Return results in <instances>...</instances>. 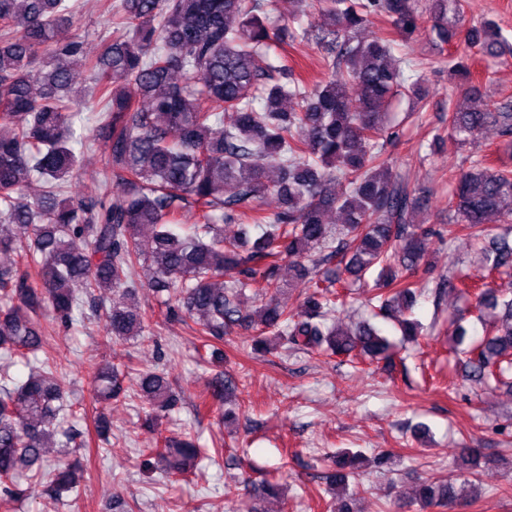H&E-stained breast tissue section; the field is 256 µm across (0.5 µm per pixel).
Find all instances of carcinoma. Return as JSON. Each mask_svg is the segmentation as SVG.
Masks as SVG:
<instances>
[{
  "instance_id": "1",
  "label": "carcinoma",
  "mask_w": 512,
  "mask_h": 512,
  "mask_svg": "<svg viewBox=\"0 0 512 512\" xmlns=\"http://www.w3.org/2000/svg\"><path fill=\"white\" fill-rule=\"evenodd\" d=\"M318 22L305 24L301 8L275 28L260 14L258 0H105L112 41L87 50L78 34L62 41L58 31L76 19L73 0H0V356L30 358L42 350L40 315L67 320L85 300L101 306L106 335L143 339L150 321L139 310L137 288L153 291L166 316L192 322L203 342L219 344L238 326L253 330V353H277L291 345L326 355L377 362L390 359L391 343L374 325L351 328L328 323L344 305L345 290L376 273L368 303L375 315L397 321L412 341L421 336L411 319L425 285L408 272L426 265L428 233L417 219L423 200L384 158L393 138L392 98L404 94L410 112L422 117L427 93L410 80V62L397 59L390 40H359L376 16L389 18L406 38L425 28L416 0H320ZM432 29L444 43L461 42L448 67L468 80L466 92L481 94L469 61L477 49L493 56L506 40L492 20L467 25L459 0H434ZM313 38L321 49L324 76L308 85L286 56L256 65V57ZM98 74L87 98L75 88L73 64ZM356 87L355 97L348 86ZM97 114L84 146L104 141L100 192L71 196L67 188L79 157L73 148L74 109ZM488 126L512 146V101L460 111L448 105V138L476 145ZM43 180V193L29 200L25 188ZM448 243L478 239L493 216L512 224V167L501 157L478 155L450 175ZM341 189H336V186ZM276 199L273 210L268 198ZM190 209L195 221L182 223ZM339 211L340 225L326 222ZM238 234L224 237V225ZM306 280L300 309L279 300L282 263ZM512 276V246L502 239L477 272L460 268L448 278L459 295H476L483 335L468 339L460 325L454 348L479 385L503 384L512 375V297L492 287ZM251 293L250 313L241 299ZM61 367L45 359L26 380L0 376V503L19 496L21 479L71 503L80 498L78 466L47 456L62 432L64 448L90 447L89 435L63 428ZM94 397L128 396L118 368L96 363ZM236 381L217 378L213 400L221 403ZM136 391L151 413L175 402L165 373H139ZM159 463L163 484L193 473L199 448L191 436L164 437L146 449ZM478 448H462L457 468L473 471ZM366 457L346 451L332 459V480L343 484ZM454 477L419 484L418 500L429 507L456 501Z\"/></svg>"
}]
</instances>
